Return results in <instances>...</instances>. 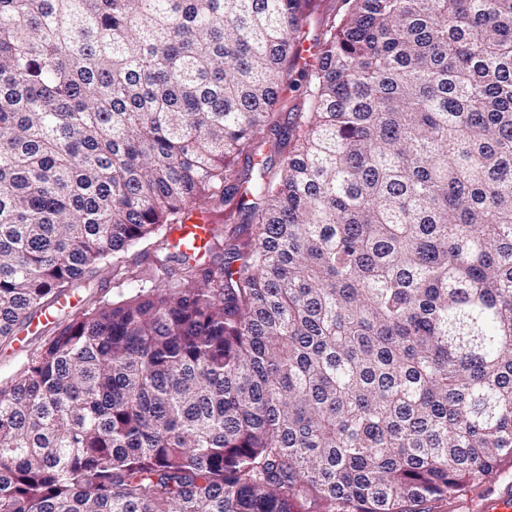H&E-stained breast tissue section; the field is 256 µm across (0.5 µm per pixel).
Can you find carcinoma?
Listing matches in <instances>:
<instances>
[{"label": "carcinoma", "instance_id": "1", "mask_svg": "<svg viewBox=\"0 0 512 512\" xmlns=\"http://www.w3.org/2000/svg\"><path fill=\"white\" fill-rule=\"evenodd\" d=\"M308 2L0 0V345L138 285L0 381V512H424L512 464V0H342L283 124ZM208 224H212V221L207 214L194 212L184 224L174 231V236L192 241L193 244H199L206 236ZM136 288H138L136 283H132L130 280H116L103 275L79 283L73 293L76 298L70 299L71 305H75L77 299V304L74 307H67L65 311H61L59 314L55 313V318L50 320L48 324L47 322L37 324V319H35L33 321L34 325L20 329L17 333V341L10 346L0 347V380L14 375L27 355L47 338L48 330H54V326L57 327L59 324L67 323L70 318L80 312L83 307L82 299L87 296H94L95 298L102 297L109 301H116L129 296L136 291ZM42 331L44 332L40 334Z\"/></svg>", "mask_w": 512, "mask_h": 512}]
</instances>
